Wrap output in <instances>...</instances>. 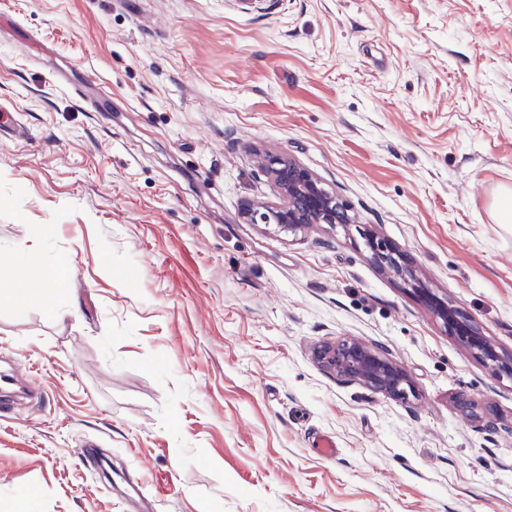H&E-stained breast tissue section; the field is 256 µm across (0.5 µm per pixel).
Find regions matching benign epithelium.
I'll use <instances>...</instances> for the list:
<instances>
[{
  "label": "benign epithelium",
  "instance_id": "obj_1",
  "mask_svg": "<svg viewBox=\"0 0 512 512\" xmlns=\"http://www.w3.org/2000/svg\"><path fill=\"white\" fill-rule=\"evenodd\" d=\"M255 165L271 180L279 203L249 199L239 216L244 224H264L285 236L321 224H351L349 205L326 189L323 180L296 159L282 154L256 153ZM369 260L391 281L416 294L419 301L473 357L496 376L512 378V354L502 351L480 327L446 297L421 286L422 269L387 240L364 233ZM316 362L339 378L358 383L394 399H405L413 390L404 369L378 349L356 339H342L319 347Z\"/></svg>",
  "mask_w": 512,
  "mask_h": 512
}]
</instances>
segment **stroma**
I'll return each instance as SVG.
<instances>
[{
    "instance_id": "1",
    "label": "stroma",
    "mask_w": 512,
    "mask_h": 512,
    "mask_svg": "<svg viewBox=\"0 0 512 512\" xmlns=\"http://www.w3.org/2000/svg\"><path fill=\"white\" fill-rule=\"evenodd\" d=\"M1 105L0 295L26 251L67 274L59 316L0 304L38 389L0 410V512H145L135 480L153 512H512V378L361 236L512 352V0H0ZM255 149L356 223H241ZM343 336L413 393L324 372ZM364 238L369 260L383 275L403 290L416 294L444 332L490 368L494 375L512 378V354L502 351L448 298L422 288V269L412 258L372 230L365 231Z\"/></svg>"
}]
</instances>
